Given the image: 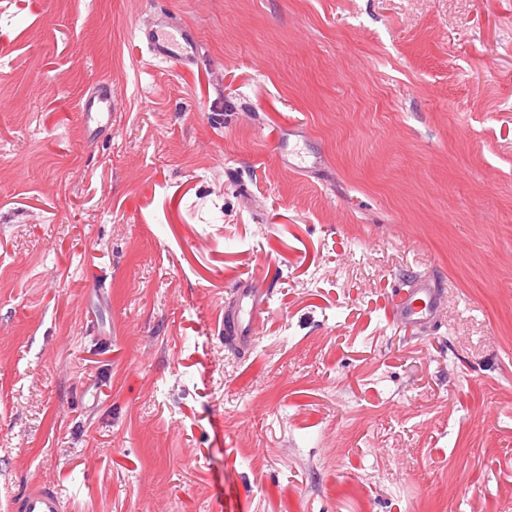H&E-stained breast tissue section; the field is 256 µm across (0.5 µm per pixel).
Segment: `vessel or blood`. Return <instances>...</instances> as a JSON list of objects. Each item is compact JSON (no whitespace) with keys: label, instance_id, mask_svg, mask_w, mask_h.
Wrapping results in <instances>:
<instances>
[{"label":"vessel or blood","instance_id":"b4317fda","mask_svg":"<svg viewBox=\"0 0 512 512\" xmlns=\"http://www.w3.org/2000/svg\"><path fill=\"white\" fill-rule=\"evenodd\" d=\"M151 59L184 69L195 63L198 55V41L187 27L175 21L166 22L164 28L147 26L140 31ZM112 85L98 83L86 96L80 112L83 119L110 117ZM269 295L254 288L251 280L237 281L232 297L224 304V339L236 350L249 352L256 343L253 325L268 307ZM443 304L441 292L424 278L417 279L411 288L404 291L401 300L393 310L395 320L402 325L419 329H431ZM68 503L58 486L51 480L32 483L15 497L13 512H67Z\"/></svg>","mask_w":512,"mask_h":512}]
</instances>
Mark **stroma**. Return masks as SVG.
<instances>
[{
  "label": "stroma",
  "instance_id": "obj_1",
  "mask_svg": "<svg viewBox=\"0 0 512 512\" xmlns=\"http://www.w3.org/2000/svg\"><path fill=\"white\" fill-rule=\"evenodd\" d=\"M162 14L197 65L148 58ZM419 275L426 333L392 317ZM43 479L68 512H512V0H0V512ZM112 84L107 81L98 83L85 97L80 106V114L83 119L90 121L92 119H106L107 126L109 124L112 113L110 107L112 103ZM232 294V298L224 302V341L245 354L256 343L253 325L267 309L269 295L253 288V281L249 279L237 281Z\"/></svg>",
  "mask_w": 512,
  "mask_h": 512
}]
</instances>
